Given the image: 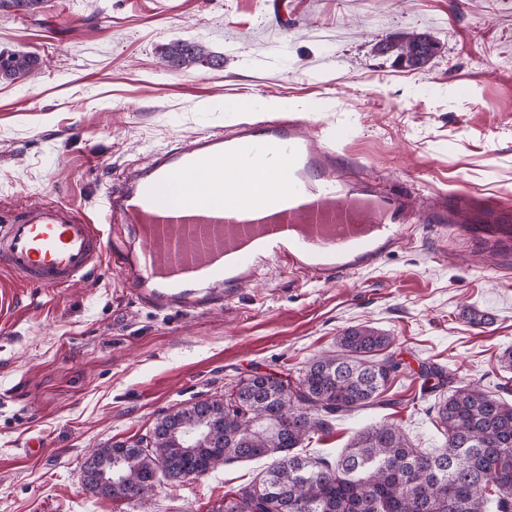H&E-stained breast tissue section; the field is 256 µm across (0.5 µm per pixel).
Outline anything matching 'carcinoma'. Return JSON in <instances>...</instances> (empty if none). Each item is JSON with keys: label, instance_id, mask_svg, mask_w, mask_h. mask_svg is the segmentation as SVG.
<instances>
[{"label": "carcinoma", "instance_id": "obj_1", "mask_svg": "<svg viewBox=\"0 0 512 512\" xmlns=\"http://www.w3.org/2000/svg\"><path fill=\"white\" fill-rule=\"evenodd\" d=\"M48 0H0V13L33 15ZM383 52L399 68L425 67L438 53L429 36L402 34ZM168 66L220 65L221 57L198 42L176 40L165 53ZM39 57L0 52V80L34 75ZM391 336L368 325L345 329L337 350L312 360L298 380L275 373L241 377L224 397L192 402L161 417L151 431L152 448L116 442L84 462L98 479L84 480L96 497L120 499L151 491L163 476L174 484L186 474H207L238 459L265 458L260 483L238 489L215 512H512V404L477 386L454 385L445 369L423 365L422 392L438 397L436 418L443 442L416 448L392 424L361 431L337 460L297 452L311 436L331 430L340 415L391 404L384 398L403 360L380 352Z\"/></svg>", "mask_w": 512, "mask_h": 512}]
</instances>
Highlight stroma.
Listing matches in <instances>:
<instances>
[{"mask_svg": "<svg viewBox=\"0 0 512 512\" xmlns=\"http://www.w3.org/2000/svg\"><path fill=\"white\" fill-rule=\"evenodd\" d=\"M424 33L439 54L394 67L387 37ZM223 59L173 70L175 40ZM37 55L36 76L0 81V225L42 203L93 215L111 178L181 139L242 120L295 119L336 149L342 173L393 193L458 191L470 223L512 212V0H50L0 15V52ZM474 240L419 225L379 264L331 284L286 269L207 311L156 312L114 276L36 288L0 266L18 303L0 319V512H212L261 479L232 461L139 499L87 492L91 452L133 442L173 408L220 396L256 372L298 377L355 325L388 333L407 365L397 406L337 420L304 441L336 458L362 428L391 423L439 447L418 365L445 366L512 402V266L474 256ZM477 310L488 324L470 323ZM41 442L39 455L25 451Z\"/></svg>", "mask_w": 512, "mask_h": 512, "instance_id": "1", "label": "stroma"}]
</instances>
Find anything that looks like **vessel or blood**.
Masks as SVG:
<instances>
[{"label":"vessel or blood","mask_w":512,"mask_h":512,"mask_svg":"<svg viewBox=\"0 0 512 512\" xmlns=\"http://www.w3.org/2000/svg\"><path fill=\"white\" fill-rule=\"evenodd\" d=\"M178 183L182 204L164 189ZM463 196L429 204L348 180L332 146L295 121L244 122L156 153L108 185L98 218L41 205L0 227V265L25 284L64 288L110 256L120 282L158 311L232 298L271 263L329 283L377 265L409 225L465 226ZM137 239L107 252L103 225Z\"/></svg>","instance_id":"vessel-or-blood-1"}]
</instances>
